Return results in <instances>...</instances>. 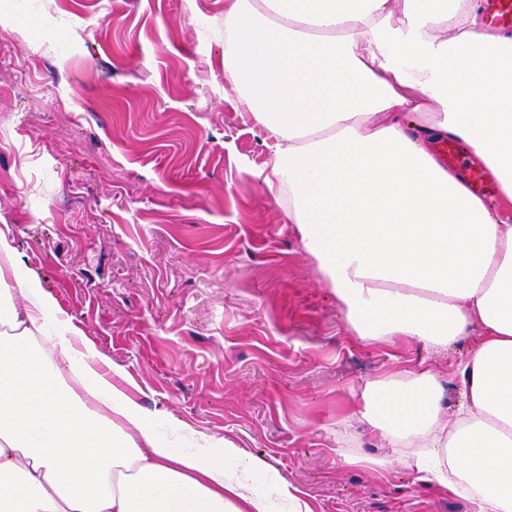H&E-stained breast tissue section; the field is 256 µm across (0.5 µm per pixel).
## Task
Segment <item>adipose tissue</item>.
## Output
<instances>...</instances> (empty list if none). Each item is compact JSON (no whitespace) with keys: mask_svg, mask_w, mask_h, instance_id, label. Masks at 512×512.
Returning a JSON list of instances; mask_svg holds the SVG:
<instances>
[{"mask_svg":"<svg viewBox=\"0 0 512 512\" xmlns=\"http://www.w3.org/2000/svg\"><path fill=\"white\" fill-rule=\"evenodd\" d=\"M224 77L271 141L264 183L356 336L447 347L479 328L466 400L437 378L375 385L365 417L476 512H512V34L481 0H231ZM498 184L476 194L435 143ZM0 225V512H311L228 440L158 439L119 368Z\"/></svg>","mask_w":512,"mask_h":512,"instance_id":"adipose-tissue-1","label":"adipose tissue"}]
</instances>
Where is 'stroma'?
Here are the masks:
<instances>
[{
	"label": "stroma",
	"mask_w": 512,
	"mask_h": 512,
	"mask_svg": "<svg viewBox=\"0 0 512 512\" xmlns=\"http://www.w3.org/2000/svg\"><path fill=\"white\" fill-rule=\"evenodd\" d=\"M225 0H0V224L137 386L161 440L235 442L313 512H474L359 414L425 370L460 410L479 329L438 350L355 335L264 177L224 78Z\"/></svg>",
	"instance_id": "obj_1"
}]
</instances>
